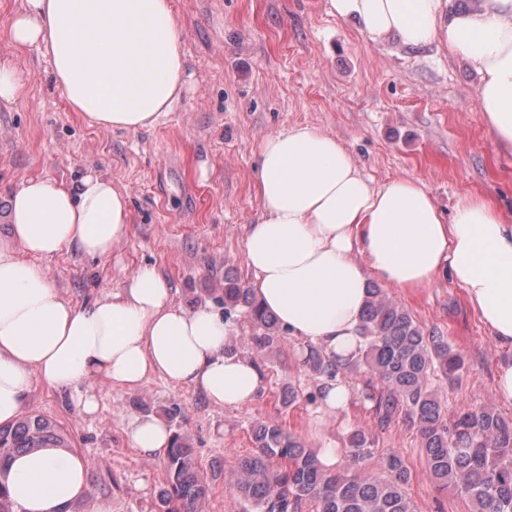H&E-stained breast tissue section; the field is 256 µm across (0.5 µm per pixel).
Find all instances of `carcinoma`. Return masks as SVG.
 <instances>
[{"label": "carcinoma", "instance_id": "obj_1", "mask_svg": "<svg viewBox=\"0 0 512 512\" xmlns=\"http://www.w3.org/2000/svg\"><path fill=\"white\" fill-rule=\"evenodd\" d=\"M224 305L246 309L253 333L243 337L245 347L267 352L285 339L286 329L240 281L224 278ZM361 334L364 349L343 366L309 348L304 364L314 379L326 383L365 369L370 379L361 395L374 403L379 427L404 417L420 436L431 477L464 498L469 512H512V419L492 405L449 419L438 391L429 386L432 377L451 383L460 379L461 353L440 333L425 334L375 285ZM252 441L254 453L241 459L234 475L245 512H414L405 492L410 473L400 455L378 458L379 475L361 474L360 465L375 457V440L362 427L345 437L343 464L335 469L325 467L317 451L278 424L256 421ZM69 447L67 432L41 415L0 425V463L16 452ZM165 473L156 512H203L208 484L188 439L179 433L167 451Z\"/></svg>", "mask_w": 512, "mask_h": 512}]
</instances>
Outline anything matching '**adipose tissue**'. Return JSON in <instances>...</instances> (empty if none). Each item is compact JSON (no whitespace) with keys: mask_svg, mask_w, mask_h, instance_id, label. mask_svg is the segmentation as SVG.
<instances>
[{"mask_svg":"<svg viewBox=\"0 0 512 512\" xmlns=\"http://www.w3.org/2000/svg\"><path fill=\"white\" fill-rule=\"evenodd\" d=\"M328 0L371 42L440 43L477 73L478 98L499 150L512 151V0ZM11 42L48 57L72 111L92 127L137 132L171 112L187 82L182 35L171 0H20ZM245 260L260 304L297 340L347 362L363 346L367 282L404 292L440 273L461 288L502 350L494 390L512 406V217L467 195L452 217L427 187L403 177L373 183L335 136L308 125L266 137ZM0 241V423L20 417L33 381L69 393L87 415L100 379L135 389L157 375L200 391L211 404L252 401L264 377L245 355H226L232 326L210 307L187 309L156 269L76 305L34 257L78 247L104 256L129 235L125 193L87 174L72 184L30 178L7 199ZM124 432L142 456L165 454L160 418L129 417ZM89 463L66 448L13 456L5 466L16 512H72L90 501Z\"/></svg>","mask_w":512,"mask_h":512,"instance_id":"obj_1","label":"adipose tissue"}]
</instances>
